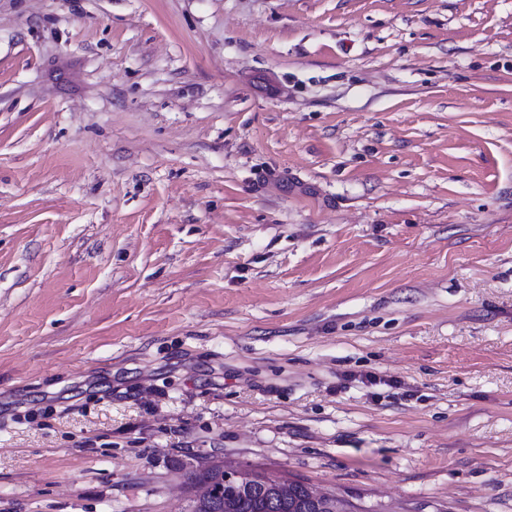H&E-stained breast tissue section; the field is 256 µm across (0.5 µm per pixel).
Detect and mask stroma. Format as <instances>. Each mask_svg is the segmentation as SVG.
Here are the masks:
<instances>
[{
  "label": "stroma",
  "instance_id": "stroma-1",
  "mask_svg": "<svg viewBox=\"0 0 512 512\" xmlns=\"http://www.w3.org/2000/svg\"><path fill=\"white\" fill-rule=\"evenodd\" d=\"M208 461L512 512V0H0V512Z\"/></svg>",
  "mask_w": 512,
  "mask_h": 512
}]
</instances>
